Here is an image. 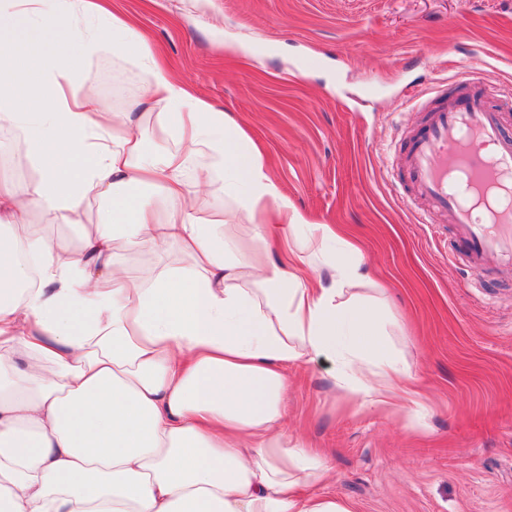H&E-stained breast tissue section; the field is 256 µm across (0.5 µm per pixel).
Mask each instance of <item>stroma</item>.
<instances>
[{
	"instance_id": "obj_1",
	"label": "stroma",
	"mask_w": 512,
	"mask_h": 512,
	"mask_svg": "<svg viewBox=\"0 0 512 512\" xmlns=\"http://www.w3.org/2000/svg\"><path fill=\"white\" fill-rule=\"evenodd\" d=\"M199 97L231 112L291 202L360 247L392 352L427 398L422 424L355 408L324 359L288 370V433L332 457L309 486L355 512H512V268L453 261L447 216L399 195L400 143L433 90L478 71L512 129V0H111ZM124 109L144 75L118 49L75 63ZM0 172H36L0 129Z\"/></svg>"
}]
</instances>
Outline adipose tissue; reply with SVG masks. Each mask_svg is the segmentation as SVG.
I'll return each instance as SVG.
<instances>
[{"label":"adipose tissue","mask_w":512,"mask_h":512,"mask_svg":"<svg viewBox=\"0 0 512 512\" xmlns=\"http://www.w3.org/2000/svg\"><path fill=\"white\" fill-rule=\"evenodd\" d=\"M113 47L146 77L122 111L69 69ZM4 127L38 175L0 174V512H353L304 494L333 468L289 439L285 401L289 368L326 359L357 408H426L383 303L359 293L360 250L301 213L245 127L168 77L110 0H0ZM92 198L112 220L76 246L28 219L76 224ZM171 246L191 266L122 261Z\"/></svg>","instance_id":"adipose-tissue-1"}]
</instances>
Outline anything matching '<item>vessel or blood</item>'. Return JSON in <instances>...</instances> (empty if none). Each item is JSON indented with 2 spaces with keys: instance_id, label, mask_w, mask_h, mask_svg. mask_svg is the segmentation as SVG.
I'll use <instances>...</instances> for the list:
<instances>
[{
  "instance_id": "vessel-or-blood-1",
  "label": "vessel or blood",
  "mask_w": 512,
  "mask_h": 512,
  "mask_svg": "<svg viewBox=\"0 0 512 512\" xmlns=\"http://www.w3.org/2000/svg\"><path fill=\"white\" fill-rule=\"evenodd\" d=\"M403 166L413 194L453 224L454 253L473 276L491 257L512 267V132L478 77L411 131Z\"/></svg>"
}]
</instances>
